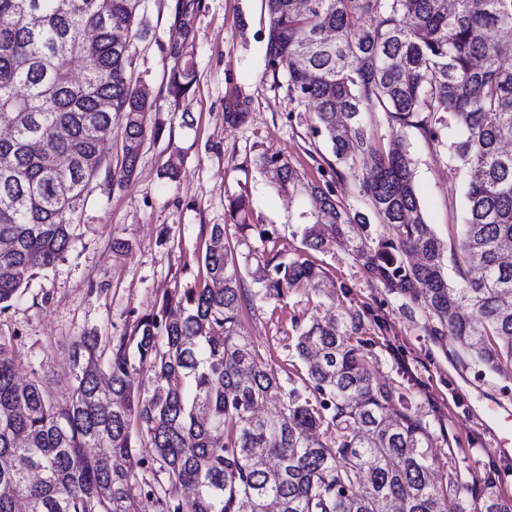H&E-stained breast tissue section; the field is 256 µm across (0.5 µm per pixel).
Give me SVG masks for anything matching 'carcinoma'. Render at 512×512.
I'll return each mask as SVG.
<instances>
[{
    "instance_id": "obj_1",
    "label": "carcinoma",
    "mask_w": 512,
    "mask_h": 512,
    "mask_svg": "<svg viewBox=\"0 0 512 512\" xmlns=\"http://www.w3.org/2000/svg\"><path fill=\"white\" fill-rule=\"evenodd\" d=\"M141 0H0V314L36 270L71 248L80 210L101 173L135 175L149 89L132 83V40L146 31ZM265 75L288 99L313 106L308 137L333 160L306 190L312 211L303 244L319 251L324 228L390 235L357 257L372 277L409 298L445 329L484 373L512 363V56L498 36L512 27V0H265ZM171 86L196 82L174 50ZM285 83H280V77ZM383 115L386 133L378 135ZM244 101L224 122L248 119ZM124 123L119 168L101 145ZM51 127L39 152L29 143ZM442 150L465 179L458 247L428 224L407 132ZM65 156L62 171L55 159ZM262 173L293 189L301 174L278 152ZM352 180L366 209L336 198ZM463 284L449 281L448 264ZM203 280L163 296L133 333L71 346L72 394L60 406L39 377L17 381L19 361L0 341V512H466L456 476L431 480L426 427L407 398L373 379L367 343L337 320L301 329L295 348L303 388L267 416L258 405L283 389L269 361L238 333L247 288L224 225H211ZM265 295L326 287L307 260L266 261ZM141 365L149 387L133 386ZM473 512H505L487 483Z\"/></svg>"
}]
</instances>
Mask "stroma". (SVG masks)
<instances>
[{"label": "stroma", "instance_id": "stroma-1", "mask_svg": "<svg viewBox=\"0 0 512 512\" xmlns=\"http://www.w3.org/2000/svg\"><path fill=\"white\" fill-rule=\"evenodd\" d=\"M148 21L134 40L132 82L146 83L155 101L137 172L126 184L99 177L81 210L75 243L54 268L38 271L21 298L0 314V339L20 360L18 376L45 377L58 402L72 393L70 348L83 333L131 335L165 294L194 284L210 225L224 227L255 298L239 332L258 346L280 380L299 359L293 340L313 320L356 325L367 342L368 367L379 382L404 393L430 438L434 482L457 473L468 486L466 507L493 483L512 510V366L481 375L448 337L430 331L424 310L372 278L350 246L302 244V215L311 209L303 188L285 192L261 174L259 157L277 152L306 180L319 178L329 151L310 144L308 108H293L284 89L264 73V0H142ZM184 41L197 82L181 96L170 89L176 41ZM246 100V124L224 121L230 99ZM416 185L428 224L444 245H456L463 215L462 176L444 154L411 141ZM181 158L176 178L163 176L170 154ZM246 199V221L229 211ZM274 231L266 241L261 230ZM129 242L112 251L113 239ZM286 262L307 259L335 285L333 296L293 288L281 298L261 295L259 271L272 253Z\"/></svg>", "mask_w": 512, "mask_h": 512}]
</instances>
